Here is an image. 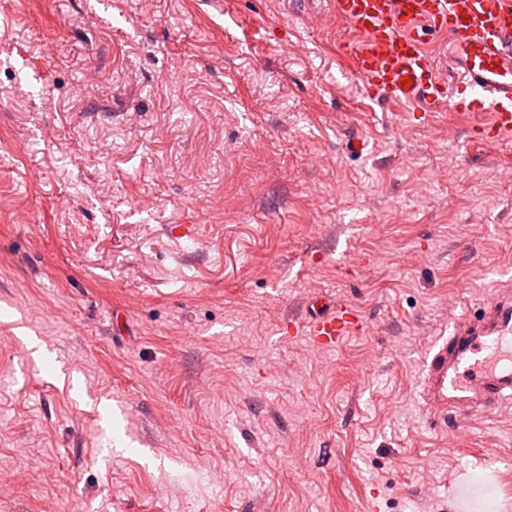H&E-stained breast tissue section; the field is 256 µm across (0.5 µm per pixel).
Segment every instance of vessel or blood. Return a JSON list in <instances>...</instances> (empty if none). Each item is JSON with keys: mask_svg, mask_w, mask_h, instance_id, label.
Returning a JSON list of instances; mask_svg holds the SVG:
<instances>
[{"mask_svg": "<svg viewBox=\"0 0 512 512\" xmlns=\"http://www.w3.org/2000/svg\"><path fill=\"white\" fill-rule=\"evenodd\" d=\"M345 26V55L367 95L417 112H488L474 141L512 145V0H330ZM411 85H403V78ZM318 349L367 330L352 306L314 309L305 321ZM423 398L434 415H466L512 400V296L457 320L430 349Z\"/></svg>", "mask_w": 512, "mask_h": 512, "instance_id": "b4317fda", "label": "vessel or blood"}]
</instances>
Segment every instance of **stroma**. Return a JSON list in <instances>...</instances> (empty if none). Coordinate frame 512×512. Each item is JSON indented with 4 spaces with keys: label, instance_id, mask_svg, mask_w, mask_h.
Instances as JSON below:
<instances>
[{
    "label": "stroma",
    "instance_id": "stroma-1",
    "mask_svg": "<svg viewBox=\"0 0 512 512\" xmlns=\"http://www.w3.org/2000/svg\"><path fill=\"white\" fill-rule=\"evenodd\" d=\"M343 33L0 0V512H512V403L422 394L512 291V149L364 98ZM342 300L367 334L285 330Z\"/></svg>",
    "mask_w": 512,
    "mask_h": 512
}]
</instances>
